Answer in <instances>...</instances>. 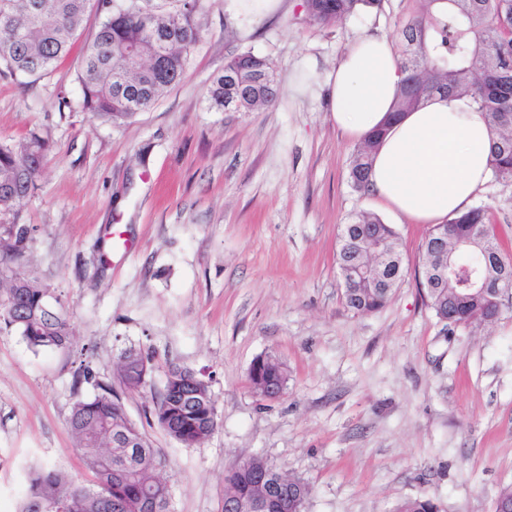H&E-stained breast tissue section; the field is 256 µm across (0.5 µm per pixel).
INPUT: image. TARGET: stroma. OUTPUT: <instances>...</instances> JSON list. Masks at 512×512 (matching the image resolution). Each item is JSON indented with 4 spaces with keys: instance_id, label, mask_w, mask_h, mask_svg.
Here are the masks:
<instances>
[{
    "instance_id": "obj_1",
    "label": "stroma",
    "mask_w": 512,
    "mask_h": 512,
    "mask_svg": "<svg viewBox=\"0 0 512 512\" xmlns=\"http://www.w3.org/2000/svg\"><path fill=\"white\" fill-rule=\"evenodd\" d=\"M420 0H382L333 25L302 0L251 20L203 0L204 36L181 81L146 112L106 125L82 110L86 14L69 54L40 78L0 67V141L48 138L32 193L0 210V237L29 228L16 270L48 288L69 319L68 350L28 347L0 330V512H17L39 465L88 480L67 421L90 368L108 380L121 351L153 356L150 387L125 394L128 416L165 453L173 512H224V476L251 456L308 482L304 512H395L427 498L440 512H494L512 486V290L493 321L449 326L427 306L421 245L431 227L391 215L348 180L356 143L331 119L329 72L369 34L395 36ZM275 68L269 109L214 112L208 90L232 51ZM486 207L512 259V186L488 179ZM393 225L405 273L389 303L344 302L338 234L352 214ZM268 356L283 395L248 379ZM171 365L201 372L218 427L185 448L151 410Z\"/></svg>"
}]
</instances>
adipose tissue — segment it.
Instances as JSON below:
<instances>
[{"instance_id": "ef3b65f1", "label": "adipose tissue", "mask_w": 512, "mask_h": 512, "mask_svg": "<svg viewBox=\"0 0 512 512\" xmlns=\"http://www.w3.org/2000/svg\"><path fill=\"white\" fill-rule=\"evenodd\" d=\"M402 79L385 36L359 38L329 74L331 115L353 139L384 129L369 188L389 211L417 224L463 214L490 172L492 133L462 96L437 95L398 121L389 114Z\"/></svg>"}]
</instances>
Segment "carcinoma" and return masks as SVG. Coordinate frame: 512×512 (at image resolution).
Masks as SVG:
<instances>
[{
  "mask_svg": "<svg viewBox=\"0 0 512 512\" xmlns=\"http://www.w3.org/2000/svg\"><path fill=\"white\" fill-rule=\"evenodd\" d=\"M422 11L398 30L404 44V74L393 104V115L411 112L435 94L469 97L484 114L493 133L490 169L498 182L512 186V0H448L446 13L434 10L438 0H421ZM312 21L329 25L367 9L381 0H303ZM95 11L101 22L88 45L78 82L82 108L97 121H133L152 107L161 94L181 80L191 47L202 37L198 15L202 0H122L110 9L105 0H0V66L14 75L38 78L66 54L84 15ZM167 39L158 52L157 38ZM232 81L216 78L208 91L210 108L234 112L269 108L278 98L277 85L267 76L270 61L251 51L227 58ZM379 129L367 135L353 153L349 180L357 192H367L371 158L382 138ZM48 139L31 134L19 142H0V209L9 208L34 189L48 161ZM353 224H374L380 236L397 242L393 227L361 213ZM451 241L459 244V265L483 270L490 282L512 279V266L489 228L483 206L447 220ZM28 228L15 224L9 239L0 241V326L17 331L35 349L67 350L73 332L69 319L44 311L50 292L13 270L23 255ZM391 293L367 278L345 299L353 311L368 314L384 307ZM428 306L454 325L488 320L489 306L478 296L461 294L450 279L428 295ZM153 358L124 350L107 382L93 380L98 393L76 400L68 426L92 479L81 482L55 466L31 473L29 491L18 512H170L168 481L162 476L166 458L126 413L122 395L146 388L153 379ZM279 363L258 357L249 371L255 389L285 378ZM153 415L158 426L185 448L205 442L218 426L209 384L195 371L171 366ZM280 470L261 457H249L239 469L224 475V494L250 498L260 493L254 474Z\"/></svg>",
  "mask_w": 512,
  "mask_h": 512,
  "instance_id": "cac0c4a2",
  "label": "carcinoma"
}]
</instances>
